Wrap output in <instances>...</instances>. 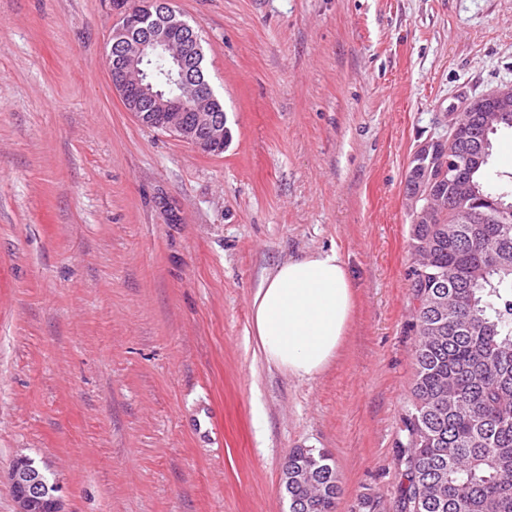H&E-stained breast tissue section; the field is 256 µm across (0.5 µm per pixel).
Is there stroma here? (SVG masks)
Listing matches in <instances>:
<instances>
[{
	"mask_svg": "<svg viewBox=\"0 0 512 512\" xmlns=\"http://www.w3.org/2000/svg\"><path fill=\"white\" fill-rule=\"evenodd\" d=\"M172 5L224 103L219 154L125 109L112 0H0V512L21 456L62 512H288L295 448L330 455L335 512H401L409 163L512 85V0ZM331 248L353 320L300 381L255 356L251 300Z\"/></svg>",
	"mask_w": 512,
	"mask_h": 512,
	"instance_id": "stroma-1",
	"label": "stroma"
}]
</instances>
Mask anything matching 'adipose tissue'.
<instances>
[{
	"label": "adipose tissue",
	"instance_id": "obj_1",
	"mask_svg": "<svg viewBox=\"0 0 512 512\" xmlns=\"http://www.w3.org/2000/svg\"><path fill=\"white\" fill-rule=\"evenodd\" d=\"M354 307L352 281L336 250L283 261L252 297L256 348L269 367L314 378L339 356Z\"/></svg>",
	"mask_w": 512,
	"mask_h": 512
}]
</instances>
